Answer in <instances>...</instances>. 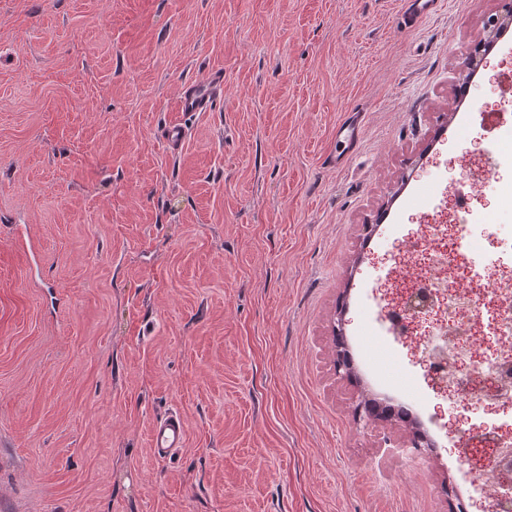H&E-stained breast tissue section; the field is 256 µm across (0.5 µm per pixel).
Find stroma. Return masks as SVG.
I'll use <instances>...</instances> for the list:
<instances>
[{
	"instance_id": "1",
	"label": "stroma",
	"mask_w": 512,
	"mask_h": 512,
	"mask_svg": "<svg viewBox=\"0 0 512 512\" xmlns=\"http://www.w3.org/2000/svg\"><path fill=\"white\" fill-rule=\"evenodd\" d=\"M400 2L0 0V512H482L460 428L498 418L427 388L377 285L512 127V26L441 0L407 29ZM224 86V78L214 73L207 78L190 83L183 87L178 109L181 112H205L209 109L212 99ZM365 120V112L352 111L345 114L336 125V154L330 157V162L336 164V168L344 167L350 161ZM187 431L177 413L156 420L150 430V447L157 459H167L185 447Z\"/></svg>"
}]
</instances>
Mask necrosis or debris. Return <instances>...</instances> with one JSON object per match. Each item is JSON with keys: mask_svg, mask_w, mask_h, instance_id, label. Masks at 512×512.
<instances>
[{"mask_svg": "<svg viewBox=\"0 0 512 512\" xmlns=\"http://www.w3.org/2000/svg\"><path fill=\"white\" fill-rule=\"evenodd\" d=\"M446 243L408 251L411 269L387 314L388 330L418 340L428 379L451 395L512 408V257L505 275L485 282L482 242L466 235L468 204L451 199ZM487 453L478 481L491 512H512V425L464 432L462 453Z\"/></svg>", "mask_w": 512, "mask_h": 512, "instance_id": "obj_1", "label": "necrosis or debris"}]
</instances>
